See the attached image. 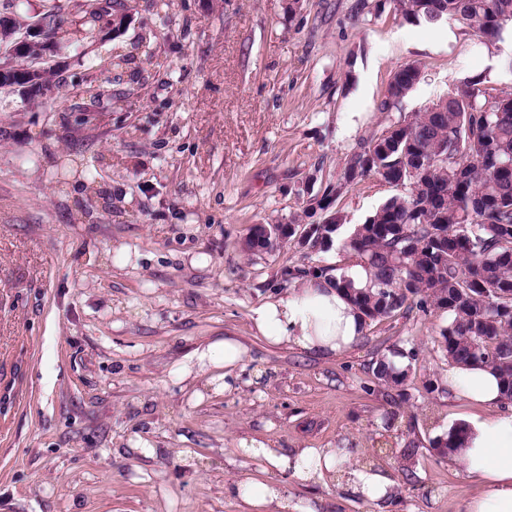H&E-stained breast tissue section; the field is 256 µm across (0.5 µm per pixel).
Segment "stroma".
I'll list each match as a JSON object with an SVG mask.
<instances>
[{"instance_id": "obj_1", "label": "stroma", "mask_w": 512, "mask_h": 512, "mask_svg": "<svg viewBox=\"0 0 512 512\" xmlns=\"http://www.w3.org/2000/svg\"><path fill=\"white\" fill-rule=\"evenodd\" d=\"M374 3L125 0L96 42L22 59L53 70L51 92L0 87V512H241L226 491L240 479L286 481L318 512H463L475 484L429 452L484 414L448 389L447 312L367 323L333 359L269 346L250 320L288 269L355 261L294 237L246 251L253 225L301 216L362 140L465 78L512 90V42ZM409 63L421 81L378 111ZM90 78L101 100L82 94ZM394 193L370 176L333 206L351 227ZM227 336L248 354L224 390L188 357ZM395 348L418 353L399 391L372 375ZM243 439L354 449L396 493L379 509L283 479Z\"/></svg>"}]
</instances>
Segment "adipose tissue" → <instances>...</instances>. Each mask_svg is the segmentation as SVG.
Wrapping results in <instances>:
<instances>
[{"label": "adipose tissue", "instance_id": "1", "mask_svg": "<svg viewBox=\"0 0 512 512\" xmlns=\"http://www.w3.org/2000/svg\"><path fill=\"white\" fill-rule=\"evenodd\" d=\"M254 329L272 346L292 344L323 357L352 349L364 327L362 315L335 280L305 278L251 312ZM448 387L456 395L485 406L460 448L449 454L476 484L466 512H512V410L506 409L501 383L487 368L450 366ZM241 452L298 480L334 485L367 503L390 496L393 481L381 469L355 466L347 448H297L291 453L257 440L242 442ZM232 492L249 512H294L288 489L280 483L241 480Z\"/></svg>", "mask_w": 512, "mask_h": 512}]
</instances>
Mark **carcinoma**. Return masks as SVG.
<instances>
[{
	"mask_svg": "<svg viewBox=\"0 0 512 512\" xmlns=\"http://www.w3.org/2000/svg\"><path fill=\"white\" fill-rule=\"evenodd\" d=\"M410 22L461 20L479 40L512 38V0H393ZM119 0H88L81 21L47 23L62 44L95 41L99 22L114 17ZM422 78L416 64L392 75L380 103L388 111ZM481 74L466 78L457 92L440 98L413 117L364 141L346 161L341 179L328 185L306 217L302 243L325 251L345 224L332 210L341 189L368 176L390 184L416 182L386 199L364 223L356 224L342 246L363 262L371 285L352 287L347 275L336 283L350 294L364 320L388 317L404 307L448 313L440 332L451 364L488 367L512 402V91L488 98ZM272 226L256 224L245 242L248 251L271 250ZM411 365L400 369L387 358L372 368L378 383L402 386ZM466 435L461 424L431 443V449L456 447Z\"/></svg>",
	"mask_w": 512,
	"mask_h": 512,
	"instance_id": "carcinoma-1",
	"label": "carcinoma"
}]
</instances>
